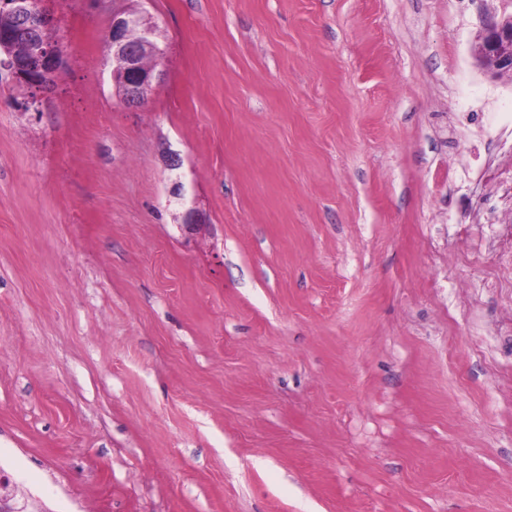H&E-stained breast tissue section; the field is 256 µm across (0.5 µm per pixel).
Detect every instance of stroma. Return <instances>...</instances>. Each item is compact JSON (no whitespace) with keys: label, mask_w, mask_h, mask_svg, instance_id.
Masks as SVG:
<instances>
[{"label":"stroma","mask_w":512,"mask_h":512,"mask_svg":"<svg viewBox=\"0 0 512 512\" xmlns=\"http://www.w3.org/2000/svg\"><path fill=\"white\" fill-rule=\"evenodd\" d=\"M41 8L53 84L0 74V473L44 512H512V79L472 55L512 0ZM122 11L165 52L134 107ZM498 225H509L498 229L497 236L506 242L511 240V251L503 253L500 260L488 269L487 274L491 279V286L497 290L499 288H512V225Z\"/></svg>","instance_id":"35a3bbf8"}]
</instances>
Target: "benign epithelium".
Here are the masks:
<instances>
[{
  "label": "benign epithelium",
  "instance_id": "7a95c632",
  "mask_svg": "<svg viewBox=\"0 0 512 512\" xmlns=\"http://www.w3.org/2000/svg\"><path fill=\"white\" fill-rule=\"evenodd\" d=\"M0 6L21 14L23 28L43 27L49 18L37 12H28L24 0H0ZM156 30L145 28L136 13H116L112 15L108 43L112 50V73L122 71L129 76L125 83L124 100L136 105L145 89L159 82L163 70L159 69L162 50L156 43ZM143 53H150L155 59L154 66L147 72L140 70L139 58ZM474 55L478 61L491 67L499 74L512 75V14L500 20H491L478 35L474 46ZM63 57L61 47L56 45H39L22 61L10 56L0 60V69L6 70L17 80L31 84H42L44 78L54 72ZM28 502L16 500V494L10 482L0 481V512H24Z\"/></svg>",
  "mask_w": 512,
  "mask_h": 512
}]
</instances>
